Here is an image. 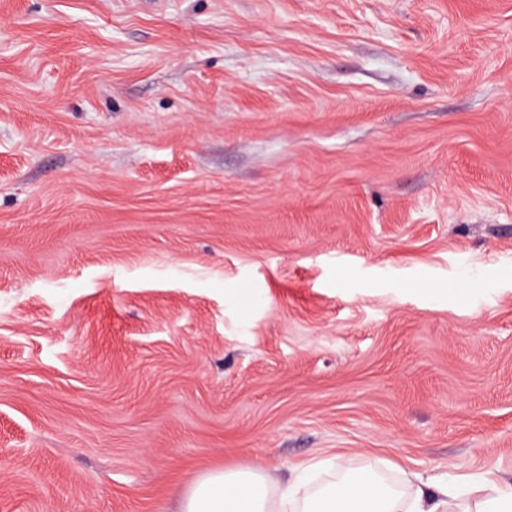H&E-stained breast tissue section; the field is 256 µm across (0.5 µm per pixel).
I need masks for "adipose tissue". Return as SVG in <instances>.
I'll return each instance as SVG.
<instances>
[{
    "label": "adipose tissue",
    "mask_w": 512,
    "mask_h": 512,
    "mask_svg": "<svg viewBox=\"0 0 512 512\" xmlns=\"http://www.w3.org/2000/svg\"><path fill=\"white\" fill-rule=\"evenodd\" d=\"M470 493L464 512H512V484L496 470L484 471ZM456 505L447 483L414 471L404 472L398 491L375 474L357 472L303 497L298 483L258 466L205 474L184 494L180 512H455Z\"/></svg>",
    "instance_id": "adipose-tissue-1"
}]
</instances>
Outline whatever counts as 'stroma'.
I'll return each mask as SVG.
<instances>
[{
    "label": "stroma",
    "mask_w": 512,
    "mask_h": 512,
    "mask_svg": "<svg viewBox=\"0 0 512 512\" xmlns=\"http://www.w3.org/2000/svg\"><path fill=\"white\" fill-rule=\"evenodd\" d=\"M301 464L512 482V0H0V512Z\"/></svg>",
    "instance_id": "obj_1"
}]
</instances>
